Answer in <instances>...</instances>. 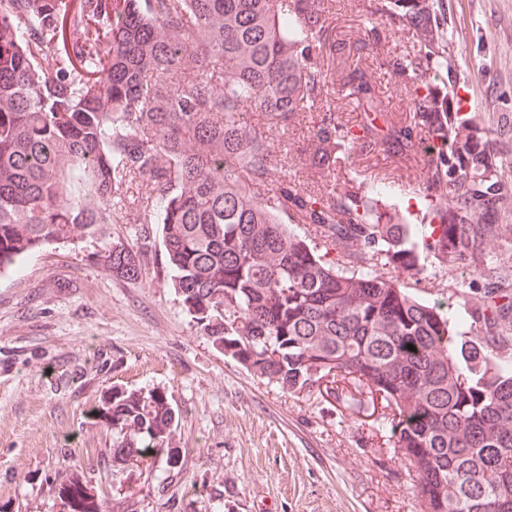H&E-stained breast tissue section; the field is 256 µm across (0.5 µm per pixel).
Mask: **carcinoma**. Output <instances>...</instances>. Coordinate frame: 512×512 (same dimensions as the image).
Masks as SVG:
<instances>
[{"label":"carcinoma","instance_id":"carcinoma-1","mask_svg":"<svg viewBox=\"0 0 512 512\" xmlns=\"http://www.w3.org/2000/svg\"><path fill=\"white\" fill-rule=\"evenodd\" d=\"M424 47L442 39L430 0H382ZM325 19L316 0H0V272L43 244L105 237L103 225H161L175 292L216 347L295 391L352 378L386 403L389 440L413 473L421 512H512V364L466 338L461 319L413 296L378 261L415 267L419 248L481 260L512 204L468 118L418 72L411 128L384 112L383 143L425 145L442 223L413 227L380 208L390 185L336 193L325 181L348 141L374 123L336 126L324 108ZM343 85L375 99L364 72ZM311 186L288 180L276 146L312 110ZM256 112L252 125L244 114ZM307 224L320 255L292 231ZM103 266L143 275L141 249L103 244ZM512 321V296L485 308ZM413 345L411 351L407 345ZM113 457L161 464L178 419L165 394L112 388Z\"/></svg>","mask_w":512,"mask_h":512}]
</instances>
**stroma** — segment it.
<instances>
[{
    "label": "stroma",
    "mask_w": 512,
    "mask_h": 512,
    "mask_svg": "<svg viewBox=\"0 0 512 512\" xmlns=\"http://www.w3.org/2000/svg\"><path fill=\"white\" fill-rule=\"evenodd\" d=\"M338 49L331 71L364 69L376 100L336 88V118L369 123L374 109L411 124L410 89L391 64L412 47L410 24L378 0H318ZM444 25L445 92L466 78L471 116L487 138L497 177L512 192V0H433ZM317 112L288 132L289 170L307 187L305 150ZM426 152L407 158L379 137L347 145L336 191L394 183L387 203L425 224ZM499 236L483 262H441L421 250L401 273L420 299L467 308L471 339L487 336L481 308L512 294V205L488 217ZM115 246L142 247V278L102 267L103 241L61 240L0 274V512H73L82 490L99 512H420L407 466L387 438L381 400L352 380L336 391H293L248 371L200 331L175 293L160 250L143 248L155 224H112ZM166 392L178 412L165 456L151 471L112 459V426L99 410L113 387Z\"/></svg>",
    "instance_id": "stroma-1"
}]
</instances>
